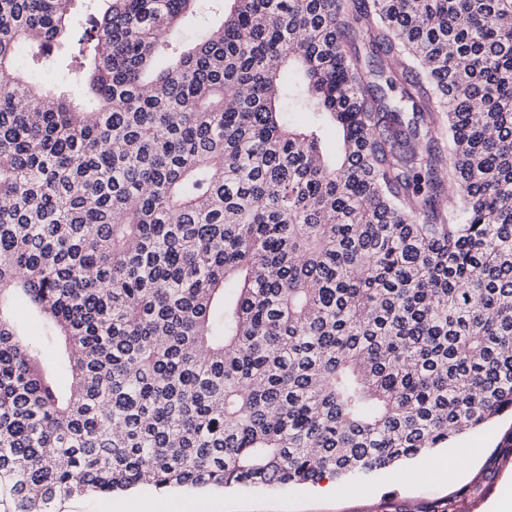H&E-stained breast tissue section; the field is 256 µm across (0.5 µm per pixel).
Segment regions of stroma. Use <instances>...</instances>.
Instances as JSON below:
<instances>
[{"mask_svg":"<svg viewBox=\"0 0 512 512\" xmlns=\"http://www.w3.org/2000/svg\"><path fill=\"white\" fill-rule=\"evenodd\" d=\"M337 498L321 496L315 484L274 488H137L114 495L77 497L65 512H492L512 489V415L466 432L403 464L344 478Z\"/></svg>","mask_w":512,"mask_h":512,"instance_id":"35a3bbf8","label":"stroma"}]
</instances>
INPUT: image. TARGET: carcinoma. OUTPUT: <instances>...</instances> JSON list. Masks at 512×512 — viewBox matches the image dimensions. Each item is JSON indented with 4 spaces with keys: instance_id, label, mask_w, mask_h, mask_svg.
Here are the masks:
<instances>
[{
    "instance_id": "obj_1",
    "label": "carcinoma",
    "mask_w": 512,
    "mask_h": 512,
    "mask_svg": "<svg viewBox=\"0 0 512 512\" xmlns=\"http://www.w3.org/2000/svg\"><path fill=\"white\" fill-rule=\"evenodd\" d=\"M74 2L0 0V512L512 413V0H224L187 49L198 0Z\"/></svg>"
}]
</instances>
